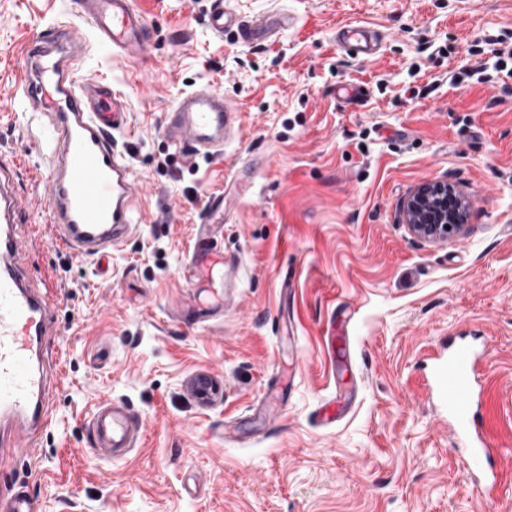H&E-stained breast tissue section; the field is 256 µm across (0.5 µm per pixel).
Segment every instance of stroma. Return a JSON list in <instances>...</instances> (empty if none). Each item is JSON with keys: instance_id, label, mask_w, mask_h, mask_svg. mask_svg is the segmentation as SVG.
<instances>
[{"instance_id": "obj_1", "label": "stroma", "mask_w": 512, "mask_h": 512, "mask_svg": "<svg viewBox=\"0 0 512 512\" xmlns=\"http://www.w3.org/2000/svg\"><path fill=\"white\" fill-rule=\"evenodd\" d=\"M212 3L136 0L144 53L94 41L77 62L124 93V156L146 183L137 224L101 262L54 243L39 124L14 102L22 46L77 23L72 0H0V161L21 171L26 271L57 303L46 348L63 375L38 447L0 481L44 512H478L422 378L448 337L482 336L484 417L503 450L497 506L512 512V94L503 72L449 80L471 49L492 62L512 0H231L248 17L295 18L254 47L210 33ZM351 23L387 33L376 60L338 50L334 32ZM345 84L366 98L337 99ZM203 85L224 93L240 131L223 153L189 158L165 117ZM413 87L424 96L411 99ZM248 163L255 175L234 189L219 240L236 276L218 307L182 272L209 196ZM429 180L468 201L460 231L434 242L403 216ZM192 297L206 311L187 324L174 311ZM335 320L346 328L331 348ZM202 376L218 385L206 403L192 390ZM335 393L353 403L326 425L316 413ZM270 395L283 406L273 423L256 412ZM105 400L144 422L120 459L88 442Z\"/></svg>"}]
</instances>
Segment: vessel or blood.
Listing matches in <instances>:
<instances>
[{"label":"vessel or blood","instance_id":"obj_1","mask_svg":"<svg viewBox=\"0 0 512 512\" xmlns=\"http://www.w3.org/2000/svg\"><path fill=\"white\" fill-rule=\"evenodd\" d=\"M76 3L101 42L122 53L144 50L148 23L135 0ZM293 23V15L282 9L258 18L242 16L227 0H213L207 16L213 35L231 32L247 46L259 45ZM386 39L385 32L367 25L346 24L335 32L337 47L361 59L379 56ZM86 46L85 31L66 22L55 26L51 38L27 43L22 58L28 79L17 97L24 111L45 119L51 170L45 199L57 238L74 254L93 257L129 236L144 183L119 146L130 121L124 95L108 80L81 76L74 67ZM238 127V115L223 93L202 87L173 104L165 132L177 151L193 157L223 151L225 139ZM16 174V163H0V447L19 451L35 447L39 431L51 424L50 398L61 377L51 374L40 357L46 337L55 333L56 304L25 275L29 241L22 233L23 207L9 185ZM226 201L223 193L208 200L192 255L191 287L224 280V252L215 243L221 228L214 216ZM483 355L470 341H449L446 350L433 354L426 384L438 415L450 423L461 472L481 475L478 488L491 501L497 485L492 443L474 410L475 368ZM88 428L94 447L119 458L140 436L142 421L124 402L106 400L97 405ZM0 512H41V506L23 491L0 490Z\"/></svg>","mask_w":512,"mask_h":512}]
</instances>
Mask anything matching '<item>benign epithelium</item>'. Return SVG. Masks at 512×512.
I'll return each mask as SVG.
<instances>
[{
	"label": "benign epithelium",
	"mask_w": 512,
	"mask_h": 512,
	"mask_svg": "<svg viewBox=\"0 0 512 512\" xmlns=\"http://www.w3.org/2000/svg\"><path fill=\"white\" fill-rule=\"evenodd\" d=\"M466 208L465 200L453 185L430 180L408 197L403 212L409 230L432 241L457 233L465 220Z\"/></svg>",
	"instance_id": "1"
}]
</instances>
